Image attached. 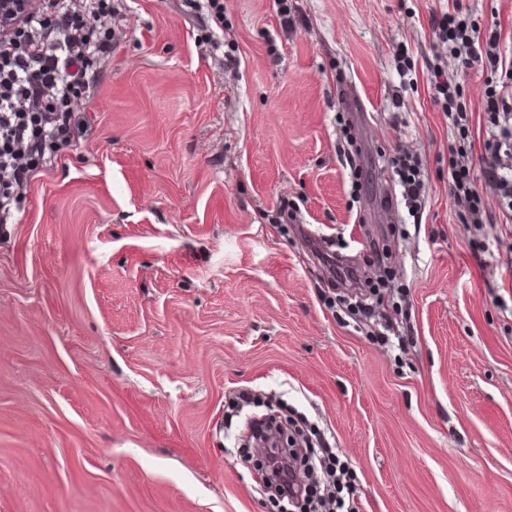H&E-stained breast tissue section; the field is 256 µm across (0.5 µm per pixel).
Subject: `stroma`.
Returning <instances> with one entry per match:
<instances>
[{
    "label": "stroma",
    "instance_id": "stroma-1",
    "mask_svg": "<svg viewBox=\"0 0 512 512\" xmlns=\"http://www.w3.org/2000/svg\"><path fill=\"white\" fill-rule=\"evenodd\" d=\"M223 3L112 0L86 127L0 224V512H267L241 428L285 407L358 512H512V218L481 180L463 222L430 89L482 154L491 75L432 18L512 57V0ZM442 76V72L440 69L433 71L434 79L431 80V84L437 93L438 99H440V95H443V99L448 103V106L445 105V109H448V120H450L456 126L460 125V121L469 122V118L465 112H460L457 110V115L453 114L452 109L454 108V95L450 92V88L440 81V77ZM394 163L393 168L403 188L405 201L411 206L417 207L424 187L423 174L419 168V163L409 154L399 155Z\"/></svg>",
    "mask_w": 512,
    "mask_h": 512
}]
</instances>
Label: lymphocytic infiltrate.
Here are the masks:
<instances>
[{
  "label": "lymphocytic infiltrate",
  "instance_id": "obj_1",
  "mask_svg": "<svg viewBox=\"0 0 512 512\" xmlns=\"http://www.w3.org/2000/svg\"><path fill=\"white\" fill-rule=\"evenodd\" d=\"M438 25L461 40L464 65L479 63L493 73L498 91L485 104L494 118L512 113V62L496 53L497 32L468 33L453 15ZM112 52V0H36L26 11L0 8V223L17 219V196L35 172L59 157L60 150L82 133L73 103L98 78L97 67ZM448 148V175L455 196L466 199L471 215L482 200L460 158ZM480 177L497 186L512 211V136L489 131L480 160ZM314 483L283 477L278 485L281 512H356L357 488L349 469L326 443L305 442L295 448Z\"/></svg>",
  "mask_w": 512,
  "mask_h": 512
}]
</instances>
